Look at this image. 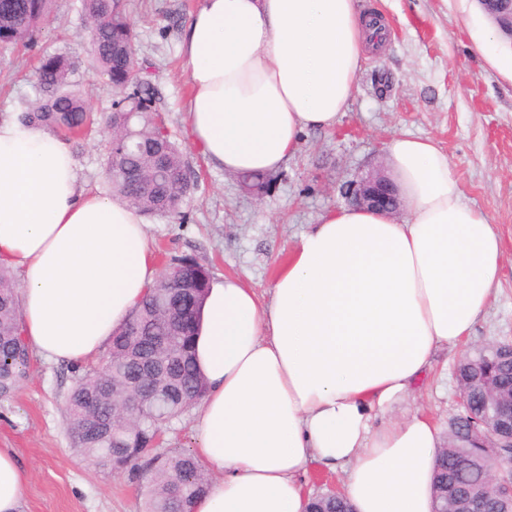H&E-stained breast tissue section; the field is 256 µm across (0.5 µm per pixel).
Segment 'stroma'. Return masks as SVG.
I'll use <instances>...</instances> for the list:
<instances>
[{"label":"stroma","instance_id":"1","mask_svg":"<svg viewBox=\"0 0 512 512\" xmlns=\"http://www.w3.org/2000/svg\"><path fill=\"white\" fill-rule=\"evenodd\" d=\"M128 2L157 107L196 174L182 206L185 223L150 218L155 252L193 257L212 277L233 273L267 292L309 226L328 209L345 206V186L385 170V147L394 135L430 138L447 153L464 202L489 216L504 243L497 296L464 346L512 341V83L475 53L466 19L451 0H356L359 9L382 15L387 38L363 63L336 125L302 134L261 198L247 193L238 176L211 168L187 135L190 87L180 36L201 0ZM79 5L55 0L32 45L0 52V117L34 98L33 73L42 56L85 60L90 28ZM69 146L83 188L107 194V133L94 126ZM458 358L455 351L439 352L413 400L443 428L457 409ZM74 383L70 364L34 355L16 391L0 398V448L11 449L31 474L22 512H140L143 486L99 471L73 449L66 405Z\"/></svg>","mask_w":512,"mask_h":512}]
</instances>
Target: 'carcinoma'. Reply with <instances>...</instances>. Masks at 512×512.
<instances>
[{"label": "carcinoma", "mask_w": 512, "mask_h": 512, "mask_svg": "<svg viewBox=\"0 0 512 512\" xmlns=\"http://www.w3.org/2000/svg\"><path fill=\"white\" fill-rule=\"evenodd\" d=\"M53 0H0V48L31 41L51 13ZM91 24L87 67L105 77L122 98L105 120L110 134L104 163L105 180L118 194L151 217H177L193 187L185 160L171 131L158 114L150 79L137 56V33L127 15L126 0H82ZM76 65L52 55L35 72L33 102L17 113L22 124L38 125L66 139H80L94 124V113L75 89ZM249 190L263 195L269 181L262 174H243ZM211 280L209 270L191 257L171 260L161 278L143 295L129 319L107 344L105 365L78 376L67 399V418L74 447L107 474L144 482L142 512H193L209 479L193 453L149 455L158 432L205 392L192 346L199 314ZM30 361L22 339L18 288L10 271L0 267V398L17 389ZM483 378L512 390V367L481 347L456 367L459 385L474 388ZM139 380L143 408L129 411L124 392ZM448 428V448L434 472V484L457 489L483 481L469 457L495 452L474 442L469 448ZM334 498H315L310 512H343Z\"/></svg>", "instance_id": "carcinoma-1"}]
</instances>
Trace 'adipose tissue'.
Returning <instances> with one entry per match:
<instances>
[{"label": "adipose tissue", "instance_id": "adipose-tissue-1", "mask_svg": "<svg viewBox=\"0 0 512 512\" xmlns=\"http://www.w3.org/2000/svg\"><path fill=\"white\" fill-rule=\"evenodd\" d=\"M475 50L512 81V41L479 0H459ZM384 27L355 0H203L181 38L189 136L209 166L267 174L300 134L334 126ZM386 150L403 219L327 210L267 294L212 280L195 361L207 392L192 421L211 489L195 512H305L310 464L342 471L357 512H433L443 438L394 415L440 349L471 336L500 285L503 240L466 204L447 154L407 134ZM0 265L22 276L24 337L48 361L95 357L159 277L139 211L82 189L74 156L40 127L0 120ZM30 475L0 448V512H22Z\"/></svg>", "mask_w": 512, "mask_h": 512}]
</instances>
